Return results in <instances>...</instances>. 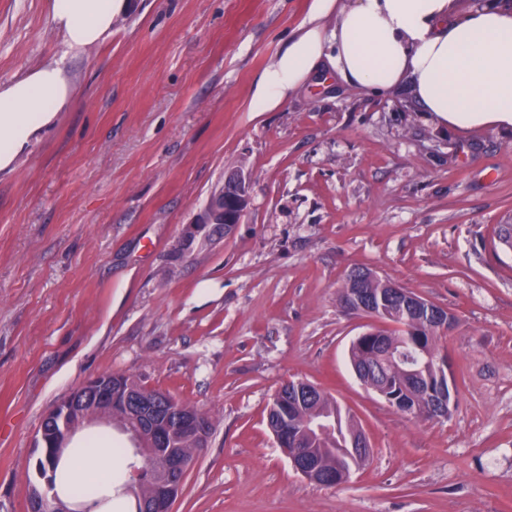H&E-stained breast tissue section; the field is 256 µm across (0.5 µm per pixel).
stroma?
I'll return each mask as SVG.
<instances>
[{
    "mask_svg": "<svg viewBox=\"0 0 512 512\" xmlns=\"http://www.w3.org/2000/svg\"><path fill=\"white\" fill-rule=\"evenodd\" d=\"M312 0H130L65 53L47 0H0V84L62 61L75 102L0 171V512H29L46 411L103 373L206 412L172 512H512V132H458L409 85L369 95L329 66L255 111ZM231 233L173 249L230 173ZM355 267L447 308L445 419L399 412L349 348ZM303 380L371 453L340 486L295 471L267 426Z\"/></svg>",
    "mask_w": 512,
    "mask_h": 512,
    "instance_id": "1",
    "label": "stroma"
}]
</instances>
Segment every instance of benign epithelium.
<instances>
[{
    "label": "benign epithelium",
    "instance_id": "1",
    "mask_svg": "<svg viewBox=\"0 0 512 512\" xmlns=\"http://www.w3.org/2000/svg\"><path fill=\"white\" fill-rule=\"evenodd\" d=\"M248 205L246 178L234 173L225 179L218 191L211 194L207 203L186 225L180 237L177 250L186 252V247L202 233L208 224L224 225V234H229L241 222ZM426 364L417 363L400 368V375L407 386L415 385L429 399L435 419L446 418L450 412L446 385L451 380L450 367L445 359L435 361L437 382L425 374ZM314 390L310 383L296 381L288 387V394H280V404H288L293 411L303 402L313 398ZM165 419L158 416V398L140 386H126L120 374L99 375L71 391L47 412L44 420L50 424V433L40 431L38 447L61 452L70 441L77 421L108 422L124 416L132 418L131 432L140 445V453L153 466L148 473V493L140 497L141 508L146 512H172V505L181 489L185 474L193 458L183 443L202 444L204 433L200 428L201 419H193L184 413L182 404L176 399L165 402ZM348 451L353 455L364 454L369 447L365 432L354 425L347 432ZM294 469L309 480H317V463L311 457H303L295 452L288 453ZM350 457H340L336 470L323 475V480L339 485L351 477L348 465Z\"/></svg>",
    "mask_w": 512,
    "mask_h": 512
}]
</instances>
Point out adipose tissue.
<instances>
[{
  "label": "adipose tissue",
  "mask_w": 512,
  "mask_h": 512,
  "mask_svg": "<svg viewBox=\"0 0 512 512\" xmlns=\"http://www.w3.org/2000/svg\"><path fill=\"white\" fill-rule=\"evenodd\" d=\"M126 0H52L51 20L66 53L77 54L112 31ZM335 14L325 31L320 21ZM346 81L383 92L410 81L422 112L458 131L512 130V0H487L460 17L455 0H313L310 18L279 59L266 69L254 95L256 111L285 102L320 64ZM75 101L61 62L0 85V169ZM126 457L83 439L67 448L59 469L94 501L122 483Z\"/></svg>",
  "instance_id": "ef3b65f1"
}]
</instances>
